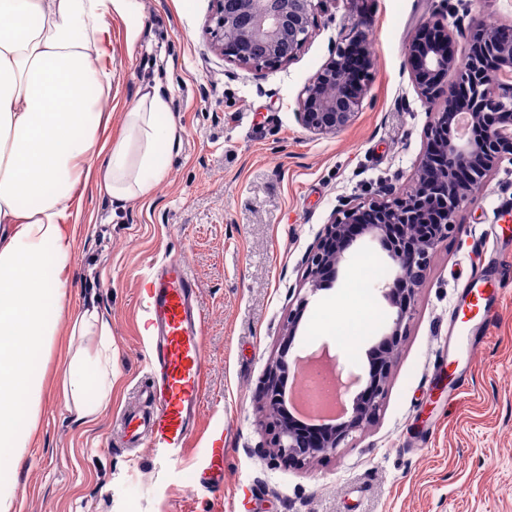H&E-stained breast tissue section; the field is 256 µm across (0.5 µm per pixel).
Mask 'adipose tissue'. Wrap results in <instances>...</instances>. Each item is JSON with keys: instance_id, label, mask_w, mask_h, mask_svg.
Wrapping results in <instances>:
<instances>
[{"instance_id": "adipose-tissue-1", "label": "adipose tissue", "mask_w": 512, "mask_h": 512, "mask_svg": "<svg viewBox=\"0 0 512 512\" xmlns=\"http://www.w3.org/2000/svg\"><path fill=\"white\" fill-rule=\"evenodd\" d=\"M143 27L139 0H0V461L16 470L44 392L43 352L56 335L73 243L61 230L74 191L94 181L118 208L164 176L161 158L181 140L167 94L139 91L118 137L100 141L112 73L99 65L112 17ZM95 350L69 356L65 405L85 423L112 403V327L91 307L70 321Z\"/></svg>"}]
</instances>
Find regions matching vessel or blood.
<instances>
[{
	"mask_svg": "<svg viewBox=\"0 0 512 512\" xmlns=\"http://www.w3.org/2000/svg\"><path fill=\"white\" fill-rule=\"evenodd\" d=\"M512 275V248L500 247L489 269L468 279L459 299L463 316L451 330L461 340L486 334L496 315L501 280ZM197 283L180 259L163 262L147 277L141 300L153 330L148 355L147 411L126 410L114 443L146 445L159 457L180 455L188 444L204 391L201 312Z\"/></svg>",
	"mask_w": 512,
	"mask_h": 512,
	"instance_id": "obj_1",
	"label": "vessel or blood"
}]
</instances>
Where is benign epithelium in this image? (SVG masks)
I'll return each mask as SVG.
<instances>
[{
    "instance_id": "obj_1",
    "label": "benign epithelium",
    "mask_w": 512,
    "mask_h": 512,
    "mask_svg": "<svg viewBox=\"0 0 512 512\" xmlns=\"http://www.w3.org/2000/svg\"><path fill=\"white\" fill-rule=\"evenodd\" d=\"M335 0H216L208 19L212 48L241 67L260 76L293 61L311 38L320 14ZM370 20L358 17L351 27V41L358 42L362 57H370L371 45L363 38ZM424 26L441 29L445 40L423 43L412 40L408 70L418 94L437 106L426 132V141L410 187L397 194L384 186L371 198L345 201L333 212L324 233L306 258L305 280L310 290L336 275L351 250L365 237L378 242L394 265L392 280L379 287L381 295L397 309L389 332L372 351L366 387L352 406L345 396L360 385L362 376L336 370V405L339 424L323 425L313 443L282 419L285 390L283 363L270 367L263 409L274 426L273 447L285 461L303 462L327 455L353 432L362 429L379 411L385 392L390 358L399 346L406 321L411 317L416 290L429 268L430 254L448 239L459 224L461 208L472 203L471 194L504 159V147L512 143V25L476 26L471 29L468 64L458 65L448 52L453 40L443 21L429 19ZM369 67L357 69L347 58V47L334 55L304 86L297 112L301 126L315 134H336L350 125L368 91ZM511 78L503 80L504 74ZM451 81H445V77ZM469 93L472 108H455L458 87Z\"/></svg>"
}]
</instances>
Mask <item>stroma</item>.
Returning <instances> with one entry per match:
<instances>
[{
    "label": "stroma",
    "instance_id": "35a3bbf8",
    "mask_svg": "<svg viewBox=\"0 0 512 512\" xmlns=\"http://www.w3.org/2000/svg\"><path fill=\"white\" fill-rule=\"evenodd\" d=\"M144 26L130 39L113 18L101 36L112 71L116 133L140 88L158 83L183 128L150 194L113 210L94 185L79 187L62 222L74 245L66 307L96 306L112 321V404L92 426L69 412L63 362L69 330L54 336L37 428L16 473L12 512H512V277L487 338L467 359L472 379L456 397L442 343L460 292L496 249L502 208H512V162L502 161L465 206L461 228L434 252L392 359L383 405L336 453L306 464L275 458L259 410L267 370L328 346L340 367L367 374L368 352L396 310L372 291L367 331L339 339L332 324L362 273L393 265L363 239L332 286L303 294L305 259L342 200L379 186H410L433 105L408 71L407 50L429 18L448 27L512 23V0H337L291 63L255 75L211 47L213 0H140ZM370 19L372 66L362 107L345 130L315 134L298 122V98L349 36V16ZM187 262L202 313L205 390L183 456L109 448L118 415L140 403L147 372L140 290L152 263ZM309 303L292 344L288 317Z\"/></svg>",
    "mask_w": 512,
    "mask_h": 512
}]
</instances>
